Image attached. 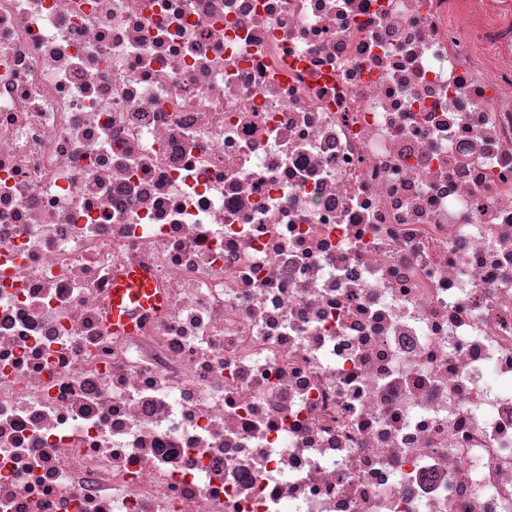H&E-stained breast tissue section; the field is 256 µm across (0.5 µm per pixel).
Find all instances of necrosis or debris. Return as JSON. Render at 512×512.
I'll return each instance as SVG.
<instances>
[{
    "label": "necrosis or debris",
    "instance_id": "1",
    "mask_svg": "<svg viewBox=\"0 0 512 512\" xmlns=\"http://www.w3.org/2000/svg\"><path fill=\"white\" fill-rule=\"evenodd\" d=\"M0 512H512V0H0ZM160 303V295L155 294L148 274L138 268L128 269L112 282L110 324L113 329L126 328L132 307Z\"/></svg>",
    "mask_w": 512,
    "mask_h": 512
}]
</instances>
